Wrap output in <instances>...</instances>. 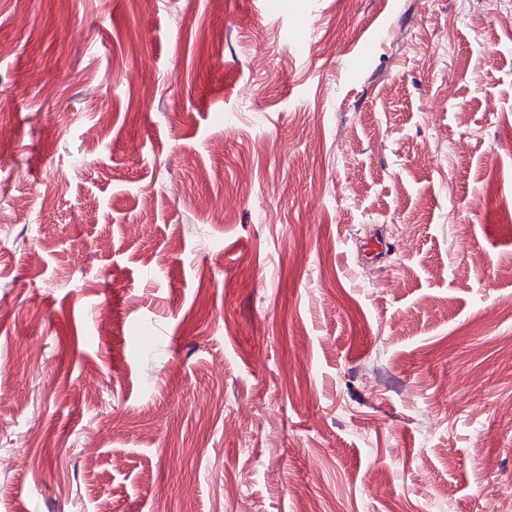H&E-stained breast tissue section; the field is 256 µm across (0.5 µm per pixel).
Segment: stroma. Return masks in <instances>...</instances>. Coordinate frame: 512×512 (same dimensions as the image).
I'll use <instances>...</instances> for the list:
<instances>
[{
	"label": "stroma",
	"instance_id": "obj_1",
	"mask_svg": "<svg viewBox=\"0 0 512 512\" xmlns=\"http://www.w3.org/2000/svg\"><path fill=\"white\" fill-rule=\"evenodd\" d=\"M510 9L0 0V512H500Z\"/></svg>",
	"mask_w": 512,
	"mask_h": 512
}]
</instances>
